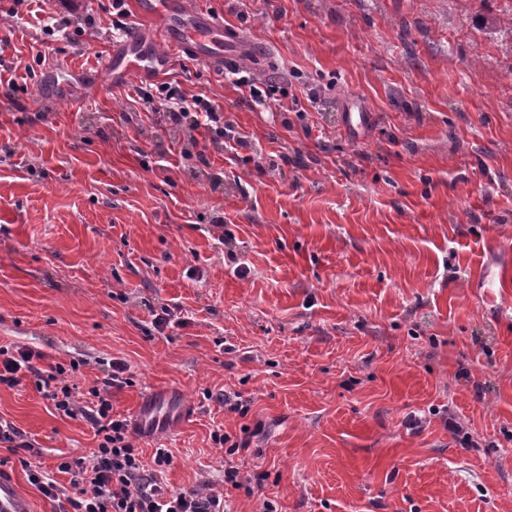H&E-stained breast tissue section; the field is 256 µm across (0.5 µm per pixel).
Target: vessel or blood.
Returning a JSON list of instances; mask_svg holds the SVG:
<instances>
[{"label": "vessel or blood", "instance_id": "vessel-or-blood-1", "mask_svg": "<svg viewBox=\"0 0 512 512\" xmlns=\"http://www.w3.org/2000/svg\"><path fill=\"white\" fill-rule=\"evenodd\" d=\"M141 13L155 19L152 30L133 29L112 49L96 73L79 74L78 83L90 85L100 77L147 80L161 75L169 66L172 51L206 56L215 68L245 58L250 46L242 38H228L220 20L195 11L189 0H141ZM0 512H27L15 486L0 479Z\"/></svg>", "mask_w": 512, "mask_h": 512}]
</instances>
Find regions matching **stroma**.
Segmentation results:
<instances>
[{"instance_id": "1", "label": "stroma", "mask_w": 512, "mask_h": 512, "mask_svg": "<svg viewBox=\"0 0 512 512\" xmlns=\"http://www.w3.org/2000/svg\"><path fill=\"white\" fill-rule=\"evenodd\" d=\"M9 7L0 345L77 362L82 392L125 363L113 418L152 395L186 412L137 435L144 464L169 449L163 483L213 485L232 512H512V0H197L279 104L182 52L146 87L210 100L222 136L152 113L134 81L53 99L48 64L64 80L107 55L112 0ZM351 100L374 116L359 137ZM0 419L35 466L97 445L28 375L0 386ZM217 429L258 493L225 486ZM26 467L0 447L28 512H55ZM2 443H7V448H15V452H18V449L30 452L33 448L26 432L11 423L2 424L0 420V444Z\"/></svg>"}]
</instances>
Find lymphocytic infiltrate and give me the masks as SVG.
Returning <instances> with one entry per match:
<instances>
[{
	"mask_svg": "<svg viewBox=\"0 0 512 512\" xmlns=\"http://www.w3.org/2000/svg\"><path fill=\"white\" fill-rule=\"evenodd\" d=\"M37 357L30 349L0 345V385L14 387L22 373H29L57 411L85 420L99 438L88 456L58 464V471L70 476L68 488L59 487L49 472L29 471L30 483L56 502L57 512H225L223 491L210 487L179 492L162 483L159 473L172 463L168 449H156L153 468H145L130 423L112 416V391L128 383L124 363H112L84 399L64 383L63 364L42 369L35 364Z\"/></svg>",
	"mask_w": 512,
	"mask_h": 512,
	"instance_id": "obj_1",
	"label": "lymphocytic infiltrate"
}]
</instances>
